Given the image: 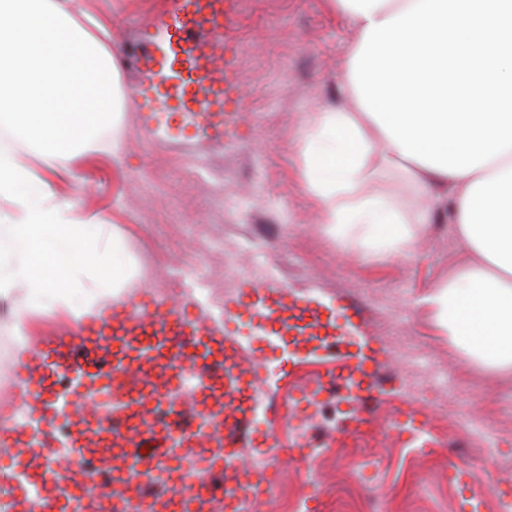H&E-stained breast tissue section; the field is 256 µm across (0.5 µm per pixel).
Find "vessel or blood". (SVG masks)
<instances>
[{"mask_svg":"<svg viewBox=\"0 0 512 512\" xmlns=\"http://www.w3.org/2000/svg\"><path fill=\"white\" fill-rule=\"evenodd\" d=\"M198 19L186 28L173 52L142 49L136 58L140 76L132 94L153 93L160 104H174L193 119L197 133L220 137L239 124L232 110L234 52L224 46L223 32L235 0H169L153 16V27L168 25L190 5ZM239 323L255 326L259 335L300 337L297 354L309 353L311 337L341 331L353 347L345 365L347 402L354 414L342 421L344 432L357 430L363 403L379 393L383 363L374 348L361 310L346 296L333 298L277 284H250L224 311L222 325L204 323L196 313L152 298H133L80 327L58 329L21 357L17 377L31 426H0V472L7 474L15 495L32 486L52 485L56 494L49 512H97L83 495L81 462L90 452L88 435L103 430V416L122 422L160 412L172 419L164 433H135L112 443V477L148 484L160 471H173L183 457L206 449L213 472L234 469L242 448L271 450L278 441L272 418L260 395L257 356L244 353L233 337ZM203 383L190 411L168 399L186 372ZM69 379L74 397L96 389L112 394L108 409H81L62 400L49 386L51 377ZM65 417L77 434L63 458L72 463V477L61 481L52 454L56 431L47 414Z\"/></svg>","mask_w":512,"mask_h":512,"instance_id":"vessel-or-blood-1","label":"vessel or blood"}]
</instances>
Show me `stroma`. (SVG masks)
I'll list each match as a JSON object with an SVG mask.
<instances>
[{
	"label": "stroma",
	"mask_w": 512,
	"mask_h": 512,
	"mask_svg": "<svg viewBox=\"0 0 512 512\" xmlns=\"http://www.w3.org/2000/svg\"><path fill=\"white\" fill-rule=\"evenodd\" d=\"M163 0H68L74 14L112 21L122 109L117 131L89 145L82 184L68 170L48 173L58 195L79 215L101 217L125 239L136 260L135 287L162 279L178 287L230 286L232 304L244 275L266 264L271 280L353 299L366 314L390 373L400 374L396 343L424 352L448 379L433 398L405 391L379 397L372 433H334L317 469L325 486L321 512H343L351 492L360 512H469L470 489L454 469L470 471L483 492L481 512L512 493V456L484 457L481 438L468 436L465 416L480 417L489 434L512 449V378L473 369L447 337L438 335L419 300L465 250L436 217L419 235L415 257L362 260L325 233L298 171L297 136L307 116L344 105L340 81L354 40L350 24L329 15L322 0H237L224 38L237 50L241 114L232 139L207 143L155 140L140 129L141 106L126 58L140 36L159 46L169 34L148 28ZM122 152L112 153L113 137ZM427 427L422 440L390 431L402 402Z\"/></svg>",
	"instance_id": "35a3bbf8"
}]
</instances>
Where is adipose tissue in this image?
<instances>
[{"mask_svg": "<svg viewBox=\"0 0 512 512\" xmlns=\"http://www.w3.org/2000/svg\"><path fill=\"white\" fill-rule=\"evenodd\" d=\"M354 33L346 107L314 112L299 173L331 233L361 257L416 255L417 227L447 213L467 262L423 298L441 335L473 368L512 373V0H323ZM103 20L62 0H0V129L54 170L116 124L121 95ZM402 175L427 206L406 210L377 177ZM0 296L15 335L40 308L81 324L131 287L124 239L87 257L103 227L77 216L0 144Z\"/></svg>", "mask_w": 512, "mask_h": 512, "instance_id": "adipose-tissue-1", "label": "adipose tissue"}]
</instances>
